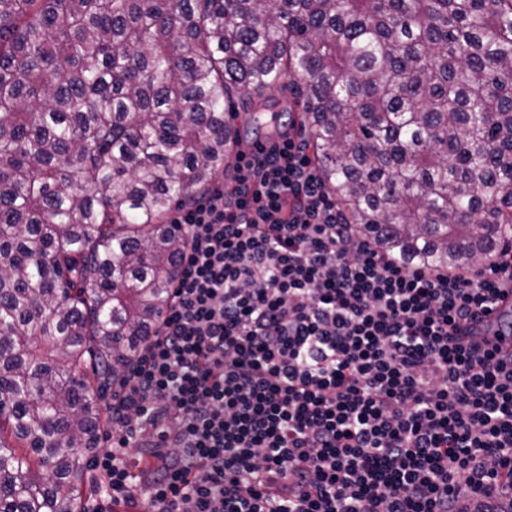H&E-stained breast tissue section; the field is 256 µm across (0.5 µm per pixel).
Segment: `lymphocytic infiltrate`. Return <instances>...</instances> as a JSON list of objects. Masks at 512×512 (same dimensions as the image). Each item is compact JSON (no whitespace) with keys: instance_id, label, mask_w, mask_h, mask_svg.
<instances>
[{"instance_id":"obj_1","label":"lymphocytic infiltrate","mask_w":512,"mask_h":512,"mask_svg":"<svg viewBox=\"0 0 512 512\" xmlns=\"http://www.w3.org/2000/svg\"><path fill=\"white\" fill-rule=\"evenodd\" d=\"M170 302L106 406L97 493L148 512H465L512 497V234L465 270L350 224L292 133L178 209Z\"/></svg>"}]
</instances>
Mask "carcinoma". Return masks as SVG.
I'll use <instances>...</instances> for the list:
<instances>
[{
    "label": "carcinoma",
    "mask_w": 512,
    "mask_h": 512,
    "mask_svg": "<svg viewBox=\"0 0 512 512\" xmlns=\"http://www.w3.org/2000/svg\"><path fill=\"white\" fill-rule=\"evenodd\" d=\"M290 79L351 223L459 269L512 224V0H0V512H84L101 401L177 274L166 217Z\"/></svg>",
    "instance_id": "carcinoma-1"
}]
</instances>
